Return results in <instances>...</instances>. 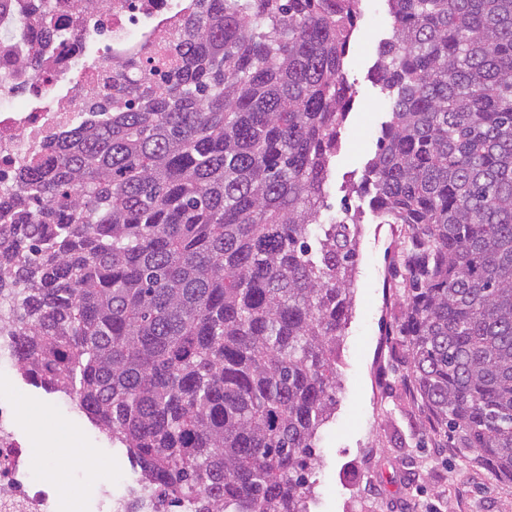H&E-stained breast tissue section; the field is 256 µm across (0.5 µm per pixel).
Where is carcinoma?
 <instances>
[{
  "label": "carcinoma",
  "mask_w": 512,
  "mask_h": 512,
  "mask_svg": "<svg viewBox=\"0 0 512 512\" xmlns=\"http://www.w3.org/2000/svg\"><path fill=\"white\" fill-rule=\"evenodd\" d=\"M196 2L163 83L131 79L0 195V324L24 377L135 460L140 495L310 512L352 305L351 217L321 215L361 0ZM387 3L361 190L409 231L397 335L447 445L512 483V0Z\"/></svg>",
  "instance_id": "1"
}]
</instances>
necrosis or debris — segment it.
Masks as SVG:
<instances>
[{
	"label": "necrosis or debris",
	"instance_id": "1",
	"mask_svg": "<svg viewBox=\"0 0 512 512\" xmlns=\"http://www.w3.org/2000/svg\"><path fill=\"white\" fill-rule=\"evenodd\" d=\"M191 0H26L0 20L26 30L46 15L61 35L45 48L39 66H18L31 46L0 45V189L39 148L72 127L99 122L112 99L125 95L113 58L141 65L144 46L158 42L187 12ZM16 406L0 399V512H63L54 489L33 474L27 448L6 434Z\"/></svg>",
	"mask_w": 512,
	"mask_h": 512
}]
</instances>
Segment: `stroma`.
<instances>
[{
    "label": "stroma",
    "instance_id": "obj_1",
    "mask_svg": "<svg viewBox=\"0 0 512 512\" xmlns=\"http://www.w3.org/2000/svg\"><path fill=\"white\" fill-rule=\"evenodd\" d=\"M386 0H362L348 55L352 109L331 161L323 222L354 216L356 252L353 303L336 348V405L319 431L312 471L311 512H512V483L499 481L473 458L460 457L436 433L410 379V360L395 335L402 291L392 268L407 230L380 223L361 194L365 166L377 149L387 103L371 79L380 42L391 32ZM17 407L15 430L26 447L42 445L34 467L52 460L95 498L109 474L89 476L64 454L69 444L108 449L113 469L127 465L81 410L65 407L64 392L35 387L17 370L0 372V387Z\"/></svg>",
    "mask_w": 512,
    "mask_h": 512
}]
</instances>
